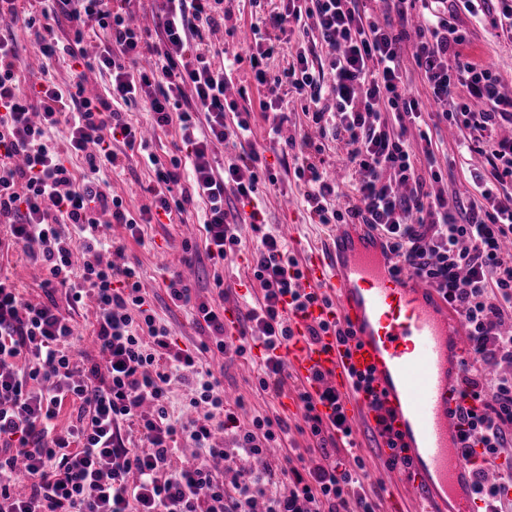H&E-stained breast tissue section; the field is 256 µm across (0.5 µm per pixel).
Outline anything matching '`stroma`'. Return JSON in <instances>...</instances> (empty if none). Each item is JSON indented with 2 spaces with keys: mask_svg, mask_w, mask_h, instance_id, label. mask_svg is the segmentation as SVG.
<instances>
[{
  "mask_svg": "<svg viewBox=\"0 0 512 512\" xmlns=\"http://www.w3.org/2000/svg\"><path fill=\"white\" fill-rule=\"evenodd\" d=\"M253 8L249 0H224V9L229 18L225 29L215 32L212 40L217 48L238 52L242 57L232 74L226 97L236 101L239 108L250 111V141L278 178L276 184L260 192L259 206L266 228L282 237L289 255L300 259L307 251L328 246V229L313 219L307 209L305 185L294 175V152L286 145V137L297 138L306 134L312 140L324 143V166L341 196L351 195L353 175L337 164L338 157L346 152L345 144L322 138L318 125L304 114L303 103L295 93L282 95L280 113L284 117L283 142L278 144L270 140L269 130L275 114L262 111L260 107L263 94L257 89L247 59L249 45L238 36L240 30L249 28ZM462 25L468 31V51L472 58L493 69L503 79L505 87L512 90V43L496 40L489 25H481L468 18L463 19ZM8 28L13 31L19 54L24 60L20 72L23 79L37 82L48 80L63 87L73 83L74 75L66 62L57 61L49 68H42L32 48L33 37L21 23H9ZM243 87L248 90L244 98L239 95ZM458 139L457 130L446 124L441 125L437 135L433 136L441 175L433 188L445 197L467 201L474 193L470 171L483 166L484 158L476 153L461 155ZM179 145L178 127L174 124L155 130L148 152L116 145V152L124 160V171L119 175L103 171L102 177L107 180L110 192L122 197L132 213H139L150 204L149 188L156 180L155 169L148 163L147 154H154L165 163L177 154ZM203 209V202L197 200L188 206L186 212L173 213L170 219L160 224L145 225L142 238L138 241L128 235L124 225L115 224L109 230L114 243L123 248L122 262L138 269L142 288L158 322L169 328L180 345L191 348L206 342L208 333L195 324L188 309L177 307L170 301L165 291V278L174 273L186 275V283L194 288L198 299L224 307L226 322L231 326L243 323L246 311L261 296L260 285L250 267L251 255L259 243L257 233L252 231L250 225H241L239 253L229 257L224 264H212L206 256L203 231L198 223ZM0 270L18 285L26 300L34 303L45 301L41 283L46 271L29 260L22 251L10 250L9 260L0 264ZM261 355L262 350L258 347L252 348L251 356L247 359L232 353L207 352L202 356V364L209 367L220 380L230 401H242L243 407L238 411L241 425H249L254 417L271 413L287 420L290 426L287 440L283 446L270 450L271 461L280 462L287 451L301 453L303 449L312 447L313 442L308 435L296 429L301 421V413L296 401L295 382L284 380L281 395L276 399L258 391V362ZM352 428L357 444L355 452L366 463L368 485L378 493L379 512H401V506L390 490L392 474L380 465L379 455L363 425L356 421Z\"/></svg>",
  "mask_w": 512,
  "mask_h": 512,
  "instance_id": "1",
  "label": "stroma"
}]
</instances>
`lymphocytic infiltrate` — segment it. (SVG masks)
<instances>
[{
	"mask_svg": "<svg viewBox=\"0 0 512 512\" xmlns=\"http://www.w3.org/2000/svg\"><path fill=\"white\" fill-rule=\"evenodd\" d=\"M368 0H284L282 7L250 23L249 61L258 85L267 89L263 111L280 108L279 91L289 86L312 111V120L347 146L357 175L354 194L336 208L335 185L317 164L322 145L302 137L294 174L308 189L305 200L319 223L363 224L385 240L397 269L422 278L454 309L467 329L470 347L459 378V438L470 466L471 486L491 512H512V464L487 482L485 463L512 447V375L495 374L512 363V139L498 135L512 125V94L491 69L467 58V15L488 21L497 39L512 42V0H382L375 17ZM223 0H165L155 30L132 24L135 0H0V16L22 22L35 36L44 64L67 57L85 66L81 48L93 34L101 50L98 70L109 72L105 93L89 96L82 82L68 88L51 82L22 83L21 59L12 36L0 33V223L9 239L47 272L44 287L64 289L68 307L55 300H25L9 276L0 274V512H377L368 473L355 455L352 428L336 392L297 388L300 432L315 442L299 465L288 469V487L275 490L276 467L264 458L268 443L288 435L279 415L239 423L226 406L220 382L198 365L200 352L246 357L252 344L263 350L258 388L279 396L285 362L278 348L289 339L285 306L317 301L300 293L298 261L281 240L263 234L253 255V276L262 298L246 313L237 342L225 338L224 312L194 298L180 276L166 284L170 300L205 323L210 340L194 350L181 347L167 326L147 309L140 273L132 266L96 258L112 249L110 225H124L133 239L143 227L201 200L205 251L220 264L241 239L233 205L249 207L248 222L263 223L256 206L260 154L247 141L250 121L224 92L231 60L214 64L207 35L223 26ZM427 15L412 46L415 64L434 100L446 103L441 119L463 135L467 152L485 159L471 173L477 199L461 203L428 190L422 168H434L430 147L412 144L407 133L423 112L403 79L401 45L410 10ZM75 24L72 40L52 35L53 23ZM293 27L299 36L317 32L334 51L329 64L299 50L281 74L268 75L273 32ZM150 54L148 69L136 60ZM146 100L154 127L178 123L182 156L155 162L152 201L132 216L99 173L119 169L113 141L132 147L140 133L125 117L132 102ZM65 127L62 145L49 132ZM237 146L224 168L214 149ZM81 159L82 176L69 167ZM187 188L174 193L180 180ZM73 227L72 234L60 231ZM96 303L93 335L100 361L74 358L70 309L86 296ZM192 391L196 414L169 410L172 381ZM152 413H143L144 401ZM67 426H59L63 408ZM140 446H133L129 429ZM233 432L235 445L213 443V429ZM195 454L174 464L179 441ZM24 470L30 491L14 490Z\"/></svg>",
	"mask_w": 512,
	"mask_h": 512,
	"instance_id": "f902f5d3",
	"label": "lymphocytic infiltrate"
}]
</instances>
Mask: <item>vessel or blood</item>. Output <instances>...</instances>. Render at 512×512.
Segmentation results:
<instances>
[{"label": "vessel or blood", "instance_id": "vessel-or-blood-1", "mask_svg": "<svg viewBox=\"0 0 512 512\" xmlns=\"http://www.w3.org/2000/svg\"><path fill=\"white\" fill-rule=\"evenodd\" d=\"M328 250L307 254L300 292L320 294L306 310L287 309L292 331L280 354L293 378L312 392L333 388L348 416L376 434L383 456L394 440L396 489L415 512H481L458 438L459 368L468 338L460 318L417 277L395 272L380 235L335 224ZM339 323L352 333L317 343L310 325ZM369 389H355L358 376Z\"/></svg>", "mask_w": 512, "mask_h": 512}]
</instances>
